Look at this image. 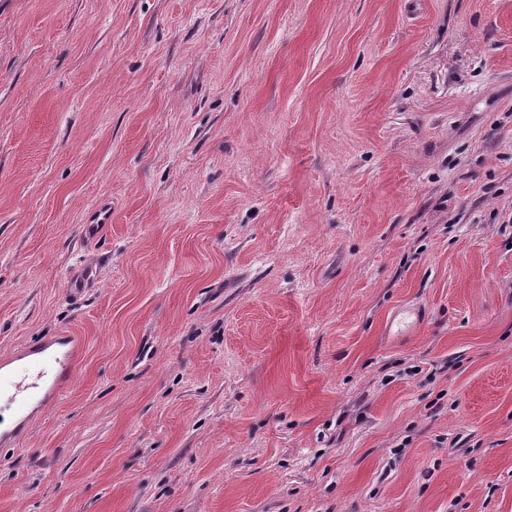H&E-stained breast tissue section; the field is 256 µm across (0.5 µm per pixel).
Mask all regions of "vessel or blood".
<instances>
[{
	"instance_id": "obj_1",
	"label": "vessel or blood",
	"mask_w": 512,
	"mask_h": 512,
	"mask_svg": "<svg viewBox=\"0 0 512 512\" xmlns=\"http://www.w3.org/2000/svg\"><path fill=\"white\" fill-rule=\"evenodd\" d=\"M73 355L64 340L26 347L23 362L0 376V415L18 417L35 401L56 396L66 377L72 376Z\"/></svg>"
}]
</instances>
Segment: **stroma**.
<instances>
[{"label":"stroma","instance_id":"obj_1","mask_svg":"<svg viewBox=\"0 0 512 512\" xmlns=\"http://www.w3.org/2000/svg\"><path fill=\"white\" fill-rule=\"evenodd\" d=\"M50 336L0 512H512V0H0Z\"/></svg>","mask_w":512,"mask_h":512}]
</instances>
